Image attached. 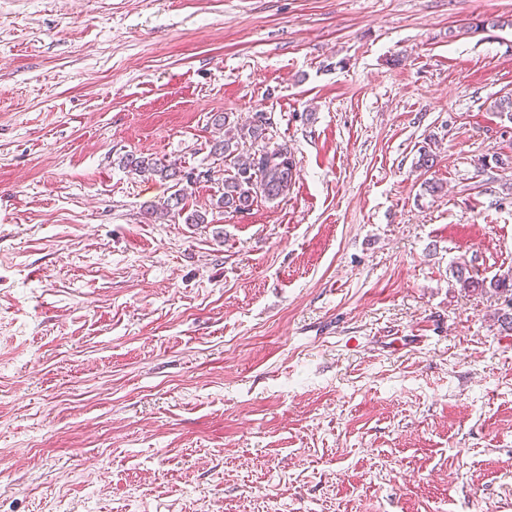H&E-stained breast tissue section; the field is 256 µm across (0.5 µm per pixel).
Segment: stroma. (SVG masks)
Segmentation results:
<instances>
[{
  "label": "stroma",
  "mask_w": 512,
  "mask_h": 512,
  "mask_svg": "<svg viewBox=\"0 0 512 512\" xmlns=\"http://www.w3.org/2000/svg\"><path fill=\"white\" fill-rule=\"evenodd\" d=\"M507 97L512 0H0V512H512ZM227 116L215 118L216 124H224V141H220L224 163L229 161L230 171L224 178V192L217 201L218 208L235 213L250 211L258 199L274 200L288 194L296 173V163L286 145L274 148L259 146L266 139L270 124L263 112H258L249 123L226 128ZM233 132V133H232ZM250 141L258 148L245 158L239 155V141ZM124 169L132 174H140L145 172H156L164 175L165 178H170L176 181L175 186L182 185L176 189L163 203L160 208L157 206H151L147 209V214H157L158 210L165 214H172L174 217L177 215L179 218H183L184 223L187 224H203L206 223L207 219L205 214H202L199 210L194 209L190 211L187 205L188 198V187L195 183L199 178H203L204 174L202 171L195 174L193 171L187 172L185 170L176 167L175 164H165L160 160L148 158L142 154L135 152L127 153L122 157L121 161ZM184 182L186 184H184ZM156 208V209H154ZM152 212H149V210Z\"/></svg>",
  "instance_id": "35a3bbf8"
}]
</instances>
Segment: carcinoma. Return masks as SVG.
<instances>
[{
    "label": "carcinoma",
    "instance_id": "obj_1",
    "mask_svg": "<svg viewBox=\"0 0 512 512\" xmlns=\"http://www.w3.org/2000/svg\"><path fill=\"white\" fill-rule=\"evenodd\" d=\"M270 124L266 114L258 112L248 123L224 129V140L219 142L224 161L228 162L232 174L224 178V192L217 201L218 207L235 213H245L261 199L274 200L288 194L296 173V163L288 147L279 145L274 148L263 145ZM249 141L258 148L246 157L239 155V142ZM123 168L132 174L156 172L176 181V189L163 203L159 211L172 214L184 220L186 224H205L207 219L197 209L187 205L188 187L206 176L200 171L187 172L173 164L130 152L122 157ZM456 281L469 289L490 287L496 293L507 294V305L512 308V277L501 275L490 280L476 279L464 266L456 267Z\"/></svg>",
    "mask_w": 512,
    "mask_h": 512
}]
</instances>
